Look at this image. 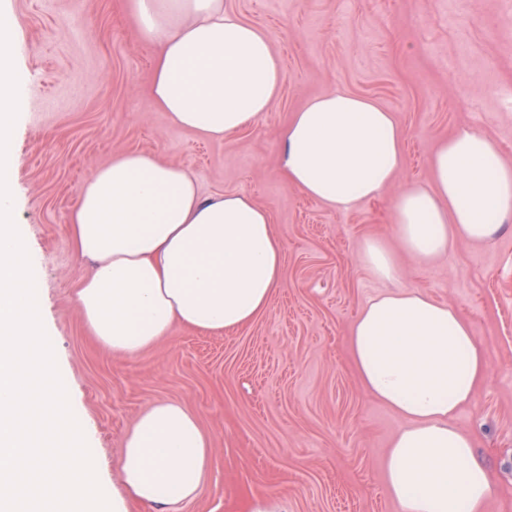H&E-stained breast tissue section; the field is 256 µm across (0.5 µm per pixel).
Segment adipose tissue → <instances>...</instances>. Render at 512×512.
<instances>
[{
    "label": "adipose tissue",
    "mask_w": 512,
    "mask_h": 512,
    "mask_svg": "<svg viewBox=\"0 0 512 512\" xmlns=\"http://www.w3.org/2000/svg\"><path fill=\"white\" fill-rule=\"evenodd\" d=\"M133 38L153 53L149 93L176 127L220 140L272 111L280 63L267 35L224 0H128ZM20 21L0 7V512H182L211 475L212 441L176 400L142 411L124 438L112 489L74 409L73 380L36 311L39 262L15 220L14 140L26 106L25 75L11 52ZM405 133L392 112L344 88L309 99L284 135L290 185L336 209L373 198L404 164ZM430 186L394 204L396 238L426 263L458 240L487 242L512 219V163L469 128L430 157ZM77 255L92 265L76 292L91 335L133 356L174 324L215 333L267 309L281 280L283 244L268 211L241 193L202 197L186 170L125 152L83 182L70 215ZM364 265L388 292L354 320L349 345L365 389L406 424L386 463L402 512H484L493 477L457 411L489 375L483 344L453 307L398 287L400 270L379 240Z\"/></svg>",
    "instance_id": "obj_1"
}]
</instances>
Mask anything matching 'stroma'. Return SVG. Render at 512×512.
<instances>
[{
	"label": "stroma",
	"instance_id": "35a3bbf8",
	"mask_svg": "<svg viewBox=\"0 0 512 512\" xmlns=\"http://www.w3.org/2000/svg\"><path fill=\"white\" fill-rule=\"evenodd\" d=\"M224 5L269 35L282 81L273 111L216 141L153 104V59L131 34L127 0H0L20 19L12 52L28 77L17 217L41 263L40 315L102 474L111 477L139 412L174 399L213 439V478L184 512H244L269 493L286 496L291 512H400L385 466L405 421L365 390L348 345L362 306L386 288L360 261L377 238L396 249L401 286L453 306L485 347L490 373L455 423L493 475L485 512H512V229L421 264L398 251L392 221L396 196L430 183V156L457 128L492 137L512 161V0ZM339 86L393 112L405 132L394 181L349 212L304 196L282 173L294 112ZM131 151L189 170L202 196L244 193L270 213L283 274L253 322L223 333L177 325L130 358L91 339L74 301L90 267L74 250L70 214L84 179Z\"/></svg>",
	"mask_w": 512,
	"mask_h": 512
}]
</instances>
